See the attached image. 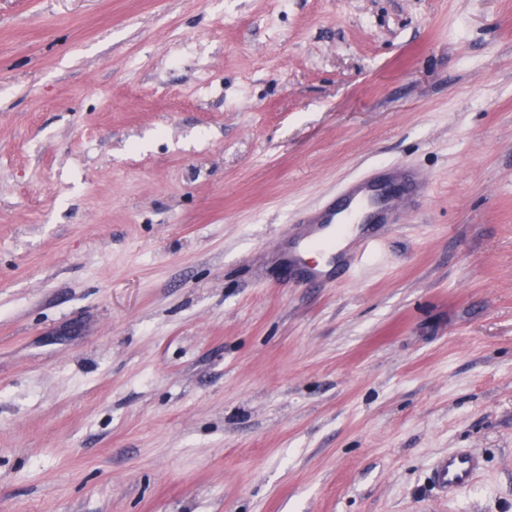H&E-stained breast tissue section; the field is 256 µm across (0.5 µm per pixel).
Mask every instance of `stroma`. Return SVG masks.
<instances>
[{
    "label": "stroma",
    "mask_w": 512,
    "mask_h": 512,
    "mask_svg": "<svg viewBox=\"0 0 512 512\" xmlns=\"http://www.w3.org/2000/svg\"><path fill=\"white\" fill-rule=\"evenodd\" d=\"M0 512H512V0H0ZM371 183L372 181H366L363 179L349 183L340 197V199H344L339 205H336V202L329 204L309 219L308 222L310 224H314V228L310 233V236H315V233L326 229L332 224H336V222L338 224H342L341 226H345L350 223L354 216L352 211L353 206L364 209L368 206L370 201H373L376 198V184ZM343 208L349 209L340 212ZM478 469L476 457L466 453L453 454L434 464L432 481L442 490H453L470 483Z\"/></svg>",
    "instance_id": "obj_1"
}]
</instances>
